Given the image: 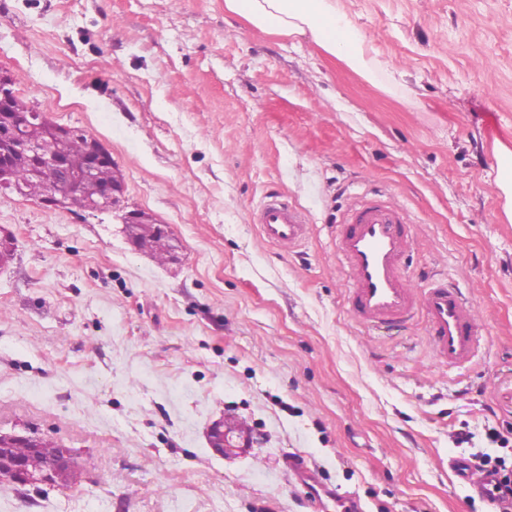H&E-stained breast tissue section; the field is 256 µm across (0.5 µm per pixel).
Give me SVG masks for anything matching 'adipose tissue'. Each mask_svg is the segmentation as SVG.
Returning <instances> with one entry per match:
<instances>
[{
	"label": "adipose tissue",
	"mask_w": 512,
	"mask_h": 512,
	"mask_svg": "<svg viewBox=\"0 0 512 512\" xmlns=\"http://www.w3.org/2000/svg\"><path fill=\"white\" fill-rule=\"evenodd\" d=\"M226 12L260 31L288 38L310 37L321 48L363 64L368 46L336 0H224Z\"/></svg>",
	"instance_id": "obj_1"
}]
</instances>
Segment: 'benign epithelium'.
Returning <instances> with one entry per match:
<instances>
[{
	"instance_id": "obj_1",
	"label": "benign epithelium",
	"mask_w": 512,
	"mask_h": 512,
	"mask_svg": "<svg viewBox=\"0 0 512 512\" xmlns=\"http://www.w3.org/2000/svg\"><path fill=\"white\" fill-rule=\"evenodd\" d=\"M14 94L10 76L0 71V110L10 105L11 96ZM40 118V124L48 123L44 114L37 112H18L7 121H0V184L8 187L18 196L24 194L25 178L37 174L41 164L47 162L52 165L59 176V191L46 196L42 203L53 208H65V191L78 184L92 179L96 168L103 162L112 160V154L104 148L92 150L88 163L83 171L74 172L64 159L60 157L45 158L40 150V142L32 136H24L21 130L31 126V120ZM14 154H22L33 161L28 168L25 177L12 172L8 158ZM124 187H105L99 190L98 200L90 205V209L99 212H109L121 207L123 202ZM41 438L30 433L16 431L6 432L0 429V446H27L36 451L39 449ZM208 441L211 448L217 453L224 454L239 447V441L233 439L229 432L224 430L223 422L214 423L208 431ZM78 464L73 450L64 446L59 448L53 468L44 471L30 470L25 461L19 458L0 459V479L18 486L53 485L55 484V471L58 469H74Z\"/></svg>"
}]
</instances>
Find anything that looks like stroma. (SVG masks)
Instances as JSON below:
<instances>
[{"label": "stroma", "instance_id": "obj_1", "mask_svg": "<svg viewBox=\"0 0 512 512\" xmlns=\"http://www.w3.org/2000/svg\"><path fill=\"white\" fill-rule=\"evenodd\" d=\"M336 5L368 74L224 0H0L17 95L95 137L178 245L161 263L118 214L0 189V428L80 453L69 484H0V512H314L294 452L364 512H492L450 463L512 455L486 436L512 431V0ZM379 190L413 220L409 286L447 273L487 324L470 367L434 365L421 323L350 317L336 226ZM268 195L304 214L300 246L262 238ZM220 418L245 447L210 448ZM499 156V176L498 186L506 194L509 209L507 214L512 221V207L510 211V198L512 197V149L501 145L498 149Z\"/></svg>", "mask_w": 512, "mask_h": 512}]
</instances>
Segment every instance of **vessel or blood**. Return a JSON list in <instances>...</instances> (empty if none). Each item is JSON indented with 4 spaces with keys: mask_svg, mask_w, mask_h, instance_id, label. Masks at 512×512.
Listing matches in <instances>:
<instances>
[{
    "mask_svg": "<svg viewBox=\"0 0 512 512\" xmlns=\"http://www.w3.org/2000/svg\"><path fill=\"white\" fill-rule=\"evenodd\" d=\"M252 218L271 244L291 249L306 238L304 216L278 196L260 202ZM335 245L346 274L348 310L359 324L389 330L421 313L434 363L457 367L472 362L485 340L472 302L444 277L428 278L420 289L407 285L404 258L411 237L404 209L376 196L356 200ZM283 464L290 482L307 490L317 512H362L355 497L338 494L305 456H287Z\"/></svg>",
    "mask_w": 512,
    "mask_h": 512,
    "instance_id": "b4317fda",
    "label": "vessel or blood"
}]
</instances>
